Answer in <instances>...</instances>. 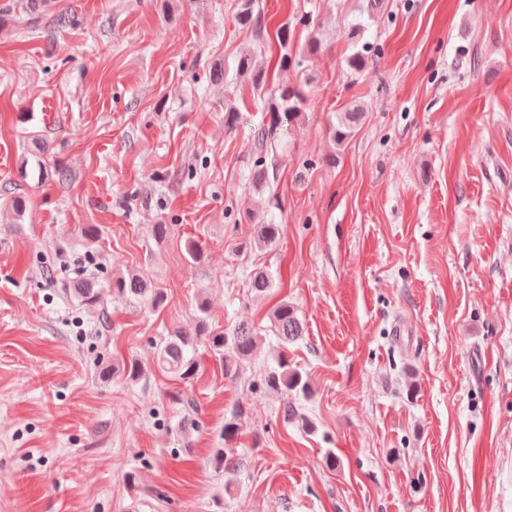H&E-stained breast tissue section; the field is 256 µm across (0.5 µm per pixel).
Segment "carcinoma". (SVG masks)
I'll use <instances>...</instances> for the list:
<instances>
[{
	"mask_svg": "<svg viewBox=\"0 0 512 512\" xmlns=\"http://www.w3.org/2000/svg\"><path fill=\"white\" fill-rule=\"evenodd\" d=\"M236 21L243 27L253 29L256 39L264 38L261 14L254 11V0H242ZM368 46L362 45L361 49L353 52L346 58V64L350 71L358 73L362 71L368 61L366 56ZM236 75L245 78L253 84L254 88L263 89L264 70L255 68L253 59L243 56L239 59ZM304 102V95L300 89L288 87L281 91L278 99L271 102L269 111L294 114L300 111ZM361 113L352 110L338 113L336 123L331 125L334 140L341 144L352 137L360 123ZM278 139V125L272 123L264 129L261 140L256 146L260 157L256 161V169L252 175L254 188L257 190L272 189L277 178L276 168H270L261 157V153L267 151L268 145ZM279 236V225L263 223L258 225L256 244L261 247L271 246L276 243ZM113 292L122 297H132L150 302L151 306L158 308L164 304L166 297L157 288L151 287L146 279L137 272H131L126 277H118L112 280ZM75 293L81 303L93 306L99 302L100 292L92 282H85L75 289ZM201 316L197 323L195 333L190 334L179 329L173 330L164 338L155 351V362L159 370L174 377L179 381H191L200 371L197 358L198 350L204 349L218 363L224 372V377H233L239 373L241 364L251 355L255 337L253 330L240 325L229 330L214 329L207 322L205 306H199ZM272 333L278 337L280 350L275 357L276 365L268 370L262 378L264 388L284 397L286 401L287 417L298 423L305 432H311L315 425L310 418L302 414L295 404V399L310 394L308 376L304 375L288 360V345L298 341L304 333L301 320L297 311L286 301L273 310L271 318ZM141 373L139 365L132 361L121 365H106L98 371V377L103 382L112 380L113 377L126 375L135 379ZM175 401L181 406L184 415L181 421V432L190 433L198 427L199 405L196 400L188 395L175 396Z\"/></svg>",
	"mask_w": 512,
	"mask_h": 512,
	"instance_id": "carcinoma-1",
	"label": "carcinoma"
}]
</instances>
